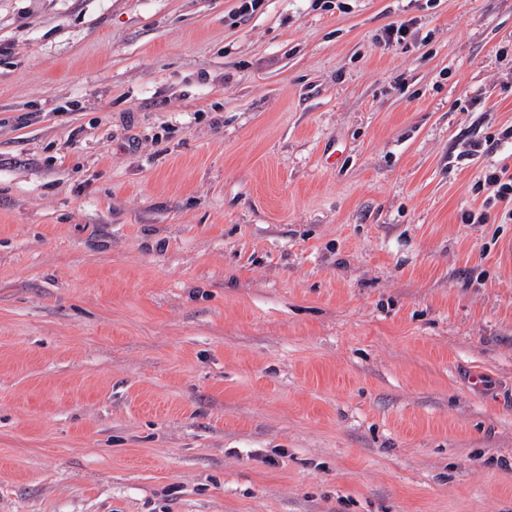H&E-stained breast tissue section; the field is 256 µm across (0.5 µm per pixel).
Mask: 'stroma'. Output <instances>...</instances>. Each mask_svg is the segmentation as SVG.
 <instances>
[{
    "mask_svg": "<svg viewBox=\"0 0 512 512\" xmlns=\"http://www.w3.org/2000/svg\"><path fill=\"white\" fill-rule=\"evenodd\" d=\"M243 3L0 0V512H512V0ZM486 185L494 188L493 197H488L483 202L485 207L505 203L506 206L512 202V173L509 174L506 168L495 170L485 178Z\"/></svg>",
    "mask_w": 512,
    "mask_h": 512,
    "instance_id": "stroma-1",
    "label": "stroma"
}]
</instances>
